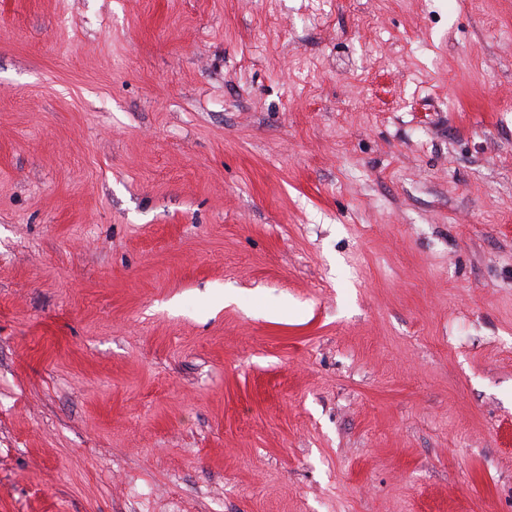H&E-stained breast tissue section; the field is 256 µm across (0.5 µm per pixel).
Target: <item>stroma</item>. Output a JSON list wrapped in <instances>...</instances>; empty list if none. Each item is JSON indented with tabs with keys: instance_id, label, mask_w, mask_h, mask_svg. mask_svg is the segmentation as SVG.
Listing matches in <instances>:
<instances>
[{
	"instance_id": "obj_1",
	"label": "stroma",
	"mask_w": 512,
	"mask_h": 512,
	"mask_svg": "<svg viewBox=\"0 0 512 512\" xmlns=\"http://www.w3.org/2000/svg\"><path fill=\"white\" fill-rule=\"evenodd\" d=\"M512 512V0H0V512Z\"/></svg>"
}]
</instances>
